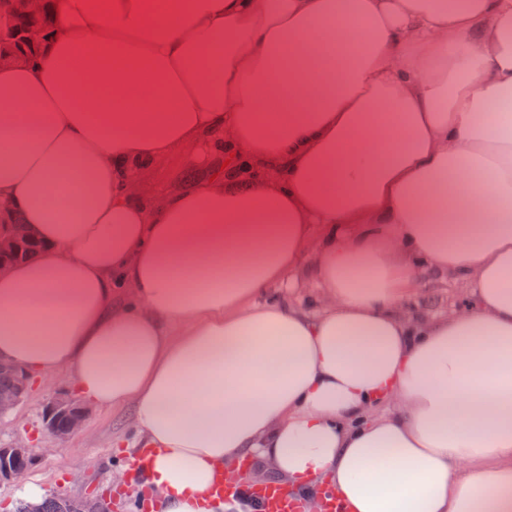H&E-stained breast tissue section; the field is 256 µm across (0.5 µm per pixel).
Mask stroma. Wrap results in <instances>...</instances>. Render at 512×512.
<instances>
[{
    "instance_id": "stroma-1",
    "label": "stroma",
    "mask_w": 512,
    "mask_h": 512,
    "mask_svg": "<svg viewBox=\"0 0 512 512\" xmlns=\"http://www.w3.org/2000/svg\"><path fill=\"white\" fill-rule=\"evenodd\" d=\"M211 160L178 151L160 166H147L137 172L136 201H155L180 190L185 173L192 169L207 170ZM466 298L461 284L432 278L408 299L405 311L434 310L447 312L460 306ZM78 397L66 375L32 378L28 394L14 412L0 419V444L26 443L34 463L26 479L41 484L46 494H63L72 498L112 495V512H135L134 502L144 492L135 474L118 481L117 470L126 460L125 449L112 445V436L120 432L134 437L129 410L88 405L82 428L70 439L57 441L42 431V417L47 402L55 393Z\"/></svg>"
}]
</instances>
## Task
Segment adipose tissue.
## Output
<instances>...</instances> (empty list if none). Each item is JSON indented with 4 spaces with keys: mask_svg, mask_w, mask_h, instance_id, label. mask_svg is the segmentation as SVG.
I'll use <instances>...</instances> for the list:
<instances>
[{
    "mask_svg": "<svg viewBox=\"0 0 512 512\" xmlns=\"http://www.w3.org/2000/svg\"><path fill=\"white\" fill-rule=\"evenodd\" d=\"M0 64V362L132 412L159 512H512V0H55ZM175 118H168V110ZM223 139L228 178L134 202ZM313 258L317 290L286 293ZM468 301L408 315L425 274ZM217 161L215 154L206 160L194 155L177 151L160 166L141 167L137 171L138 190L135 202L160 200L168 193L180 190L185 173L192 169L212 170V164ZM2 218V220H1ZM0 218V271L5 269L6 263L3 261V257L9 253H11L16 245L21 243L24 240L30 239L32 232L30 231L27 224H19L20 222L14 218L10 213V208L6 214V220L4 221V212L2 209V214ZM11 222L8 223V221ZM11 223V224H10ZM249 493L259 507L257 512H303L305 508L302 499L276 483L252 486Z\"/></svg>",
    "mask_w": 512,
    "mask_h": 512,
    "instance_id": "ef3b65f1",
    "label": "adipose tissue"
}]
</instances>
